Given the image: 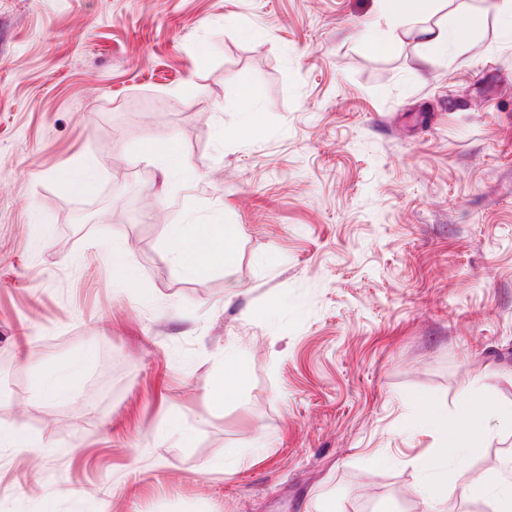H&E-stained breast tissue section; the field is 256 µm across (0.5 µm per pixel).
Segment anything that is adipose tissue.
<instances>
[{
    "label": "adipose tissue",
    "mask_w": 512,
    "mask_h": 512,
    "mask_svg": "<svg viewBox=\"0 0 512 512\" xmlns=\"http://www.w3.org/2000/svg\"><path fill=\"white\" fill-rule=\"evenodd\" d=\"M380 13L387 19L398 22L405 33L420 43L446 48L456 56H464L469 50L470 32L463 28L455 16L444 21L433 22L437 0H376ZM165 247L179 262L183 275H196L203 267V256L198 252L186 224H173L167 229ZM85 370V360L73 357L60 362L51 370L39 372L35 382L38 395L55 401L71 398L73 385ZM249 374L247 362L228 353L218 368L210 389L216 405L234 397L236 387ZM512 425V404H500L474 392L465 397L460 410L447 416L436 405L426 409L420 419L421 428L432 433L435 449L415 459L421 471L435 474L448 464L463 466L470 450L479 447L489 434L488 419Z\"/></svg>",
    "instance_id": "1"
}]
</instances>
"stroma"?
<instances>
[{
    "mask_svg": "<svg viewBox=\"0 0 512 512\" xmlns=\"http://www.w3.org/2000/svg\"><path fill=\"white\" fill-rule=\"evenodd\" d=\"M447 2L463 61L375 0H0V426L31 440L0 449L11 512H491L453 471L426 506L413 464L424 405L512 403V16ZM160 138L192 171L175 195ZM87 155L97 182L66 181ZM171 224L233 226L231 264L182 275ZM230 348L250 375L217 406ZM75 354L72 398H40ZM489 427L469 473L512 484V426ZM129 253V246L127 241L122 238H116L112 243V267L119 273L124 281L132 285L133 278L129 272L127 256ZM85 358L73 357L60 362L49 371H40L34 386L38 395L55 401L72 397L73 384L85 370Z\"/></svg>",
    "mask_w": 512,
    "mask_h": 512,
    "instance_id": "stroma-1",
    "label": "stroma"
}]
</instances>
